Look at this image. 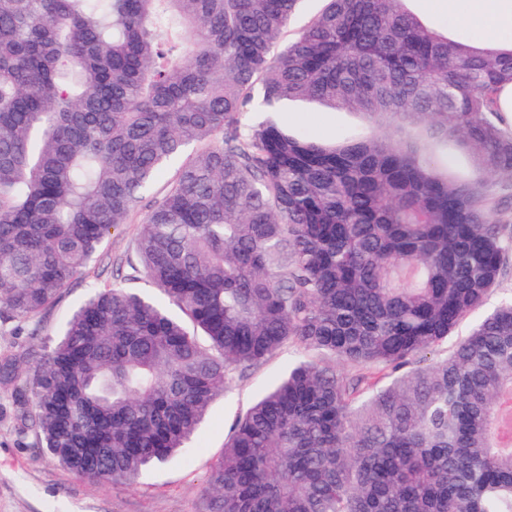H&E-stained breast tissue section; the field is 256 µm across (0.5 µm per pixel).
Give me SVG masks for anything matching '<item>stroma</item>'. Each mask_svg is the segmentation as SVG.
<instances>
[{"label":"stroma","instance_id":"stroma-1","mask_svg":"<svg viewBox=\"0 0 512 512\" xmlns=\"http://www.w3.org/2000/svg\"><path fill=\"white\" fill-rule=\"evenodd\" d=\"M278 118L290 133L322 143L367 131L357 114L317 103H285ZM152 201V194L145 195L126 223L112 229L89 274L76 279L50 310L33 324L0 328V353L17 357L21 377H28L59 339L67 318L93 286L111 284L114 276L127 273L125 260L134 254L140 224ZM301 353L300 347L287 345L249 376L235 380L212 403L192 447L146 468L131 484L79 479L52 462L39 447L33 429L19 427L20 385L0 386V512H206L200 488L224 451L230 424Z\"/></svg>","mask_w":512,"mask_h":512}]
</instances>
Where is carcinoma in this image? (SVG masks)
Here are the masks:
<instances>
[{"label": "carcinoma", "instance_id": "1", "mask_svg": "<svg viewBox=\"0 0 512 512\" xmlns=\"http://www.w3.org/2000/svg\"><path fill=\"white\" fill-rule=\"evenodd\" d=\"M0 0V322L85 274L156 173L131 279L96 288L28 381L22 425L80 477L135 481L237 375L298 360L229 428L208 512H512V296L444 357L512 250V51L407 0ZM260 94L360 114L367 138L244 127ZM407 125L449 146L445 167ZM465 159L472 173L452 177ZM0 357V384L18 377ZM327 6V0H301L278 41V50L285 48L309 21L321 14Z\"/></svg>", "mask_w": 512, "mask_h": 512}]
</instances>
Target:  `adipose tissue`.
Returning <instances> with one entry per match:
<instances>
[{"mask_svg":"<svg viewBox=\"0 0 512 512\" xmlns=\"http://www.w3.org/2000/svg\"><path fill=\"white\" fill-rule=\"evenodd\" d=\"M429 25L478 49H512V0H426Z\"/></svg>","mask_w":512,"mask_h":512,"instance_id":"obj_1","label":"adipose tissue"}]
</instances>
